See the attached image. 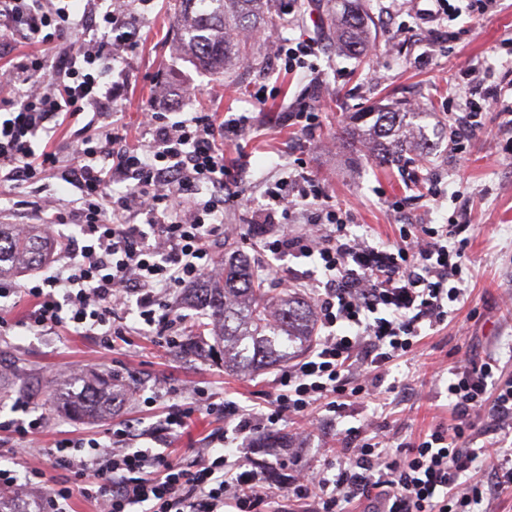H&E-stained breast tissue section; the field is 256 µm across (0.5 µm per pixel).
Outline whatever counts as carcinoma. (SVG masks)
<instances>
[{"instance_id": "obj_1", "label": "carcinoma", "mask_w": 512, "mask_h": 512, "mask_svg": "<svg viewBox=\"0 0 512 512\" xmlns=\"http://www.w3.org/2000/svg\"><path fill=\"white\" fill-rule=\"evenodd\" d=\"M272 0H180L176 16L182 47L203 70L222 76L253 65L245 33L261 27ZM336 26V46L359 53L367 45L369 18L358 0H328ZM420 113L389 109L362 112L372 119L366 128L353 127L351 140L369 138L376 145L374 160L381 165L407 162L409 147L429 153L427 139L414 120ZM48 239L40 224L25 233L13 224H0V277L18 268L40 264ZM265 278L240 253L224 252V276L192 289L190 298L219 325L224 367L241 373L288 362L308 349L314 338L315 315L310 301L297 294L271 297ZM82 389L60 396L63 407L77 416L112 413L120 406L122 389L96 374L80 376Z\"/></svg>"}]
</instances>
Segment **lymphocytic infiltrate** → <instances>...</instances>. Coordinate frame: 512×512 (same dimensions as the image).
Listing matches in <instances>:
<instances>
[{"label": "lymphocytic infiltrate", "mask_w": 512, "mask_h": 512, "mask_svg": "<svg viewBox=\"0 0 512 512\" xmlns=\"http://www.w3.org/2000/svg\"><path fill=\"white\" fill-rule=\"evenodd\" d=\"M125 23L112 9L76 17L70 0H0V25L58 51L52 62L30 54L0 67V180L10 183L18 207L36 196L33 205L50 236L61 224L77 231L53 265L0 289V332L10 321L2 300L13 295L28 302L26 324L35 331L64 328L107 346L113 337L152 331L174 348L179 319L170 295L219 273L214 255L228 231L224 207L243 198L238 169L224 165V144L242 136L249 119L227 121L214 112L174 118L153 101L140 115L149 140L130 147L125 126L107 114L112 86L101 63L111 50L96 40L68 46L78 29L109 33ZM89 107L96 119L74 131L64 173L78 191L68 201L49 185L60 163L57 150L36 140L60 118L78 119ZM448 111L457 117L448 140L454 153L482 129L484 113H496L501 128L512 131V101L502 85L474 74ZM267 194L285 212L308 209L303 233L279 222L275 210L258 221L265 226L264 251L312 259L323 274L311 283L321 334L310 354L280 373L265 411L218 403L198 390L181 405L172 387L149 396L151 405L172 402L160 421L163 434L179 432L201 410L223 419L225 430L188 465L146 447L149 432L131 420L105 443L58 440L51 453L74 483L51 489L39 512H69L76 493L97 512H129L143 503L150 512H264L271 495L267 471L252 464L255 433L295 415L303 422L294 439L299 445L314 433L313 405L340 414L376 396L387 366L412 353L424 329L444 324L449 303L462 296L454 285L460 252L448 245L457 225H402L396 245L382 251L352 236L347 213L329 205L307 176L280 179ZM130 308L137 317L127 325L122 316ZM495 367L494 360L466 354L449 367L452 428L436 425L395 453L363 429L349 428L333 467L288 475L281 499L302 504L303 512H353L362 501L376 502L377 512H492L496 494L512 490V448H500L493 485L464 474L481 454L475 420L485 405L495 409V434L512 439V376H495Z\"/></svg>", "instance_id": "1"}]
</instances>
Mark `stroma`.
<instances>
[{
  "instance_id": "1",
  "label": "stroma",
  "mask_w": 512,
  "mask_h": 512,
  "mask_svg": "<svg viewBox=\"0 0 512 512\" xmlns=\"http://www.w3.org/2000/svg\"><path fill=\"white\" fill-rule=\"evenodd\" d=\"M125 2L136 34L125 42L112 75L113 113L129 130H136L140 109L154 94L159 78L176 92L170 111L249 117L248 134L241 144L225 147L224 161L233 164L241 147L249 153L239 189L250 205L227 208L224 219L240 225L235 246L258 259L271 287L314 269L310 259L265 258L258 249L261 238L255 220L271 207L266 190L279 178L307 174L330 204L349 213L351 234L382 250L399 237L400 214L393 211V203H403L404 213L415 224L438 226L453 216L468 221L451 240L462 249L465 295L449 303L447 323L424 338L412 354L390 364L384 389L375 399L351 405L338 418L316 410L319 427L301 455L273 466L264 451H256L253 461L271 467V485H280L296 469L323 463L326 449L341 444L348 428L379 434L385 446L396 449L409 447L436 424H451L447 383L436 371L451 366L463 353L495 357L512 374V150L499 134L492 112L463 153L448 149V100L458 94L464 70L478 69L495 83L512 71V53L503 47L512 38V0H500L492 16L473 22L462 17L441 27L425 20L436 7L434 0H362L370 21L369 47L360 55L334 47L326 0H275L265 29L275 32L282 44L316 41V67L288 72L275 44L260 38L253 49L257 64L243 73L238 85L196 67L181 50L172 24L177 0H152L147 6L139 0ZM389 6L398 21L409 26V33L394 38L386 33L381 17ZM187 86L194 89L192 98L179 97V90ZM397 99L422 101L428 112L425 132L434 153L425 165H380L371 159L369 149L352 147L340 137L354 113L374 112ZM300 102L320 110L313 131L287 124L289 106ZM434 178L442 190L436 201L426 194ZM174 299L182 337L203 338L195 351L158 346L150 335L131 333L107 347L92 336L37 332L23 325L26 303L12 308L14 326L0 335V417H12L14 403L21 401L44 414L47 427L40 447L16 457L7 433L0 432V468L21 477L33 467L43 473L41 484L24 496H1L0 512H35L36 500L65 479V470L48 452L56 440L94 437L103 442L113 427L130 419L149 430L169 409L165 402L153 407L127 402L104 419L71 416L56 405L53 394L58 381L72 377L74 366H88L147 396L172 385L195 386L244 408L261 409L271 402L276 369L249 375L226 371L220 353L207 351L205 342L212 333L204 327L202 311L189 301L185 289H177ZM223 426L212 416L195 415L182 434L169 437L167 452L175 462H189L206 447L208 435Z\"/></svg>"
}]
</instances>
